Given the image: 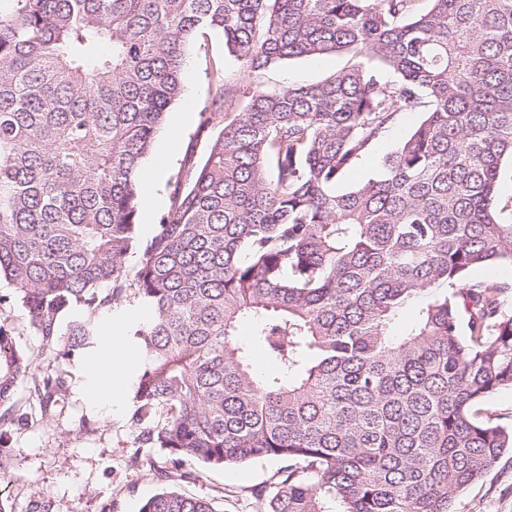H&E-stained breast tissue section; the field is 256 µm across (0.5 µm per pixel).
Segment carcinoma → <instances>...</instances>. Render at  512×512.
<instances>
[{
  "label": "carcinoma",
  "mask_w": 512,
  "mask_h": 512,
  "mask_svg": "<svg viewBox=\"0 0 512 512\" xmlns=\"http://www.w3.org/2000/svg\"><path fill=\"white\" fill-rule=\"evenodd\" d=\"M205 31L252 73L357 61L288 89L216 72L205 155L142 241L137 174ZM405 112L422 120L382 175L336 190ZM509 159L512 0H0V276L56 361L37 374L0 322V405L26 383L42 415L64 407L72 357L134 300L140 444L286 461L263 512H453L512 448L479 408L512 388V310L468 281L512 265ZM140 512L218 510L165 486Z\"/></svg>",
  "instance_id": "1"
}]
</instances>
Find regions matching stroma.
<instances>
[{
    "instance_id": "35a3bbf8",
    "label": "stroma",
    "mask_w": 512,
    "mask_h": 512,
    "mask_svg": "<svg viewBox=\"0 0 512 512\" xmlns=\"http://www.w3.org/2000/svg\"><path fill=\"white\" fill-rule=\"evenodd\" d=\"M351 62V55L342 53L292 59L252 73L227 53L221 36L211 33L197 37L188 49L182 75L186 94L171 107L154 146L155 152L169 154L165 174L154 188L159 199L154 215L168 209L174 180L186 157L203 156L197 132L215 67H222L225 80L231 83L252 81L282 89L317 83ZM419 120L416 113L399 116L384 138L344 175L341 188L376 176L383 157ZM173 129L178 132V142L172 148L168 135ZM13 294L11 285L1 280L0 295L8 296L9 301L0 306V319H7L17 345L33 355L38 373H50L55 366L53 355L30 330L24 309L12 301ZM85 363L84 356L74 358L66 405L52 418L41 417L38 404L29 398L27 385L18 387L14 408L27 419L11 425L0 439V455L11 463L9 469L0 471V503L8 512H34L38 505L44 512H139L149 497L168 485L187 495L215 499L220 512H259L260 505L251 491L270 481L282 466L280 460H254L206 471L188 461L180 466L186 479L168 481L160 475L166 467L164 452L136 443L129 402L107 409L84 395ZM453 508L455 512H512V451L505 452L460 494Z\"/></svg>"
}]
</instances>
